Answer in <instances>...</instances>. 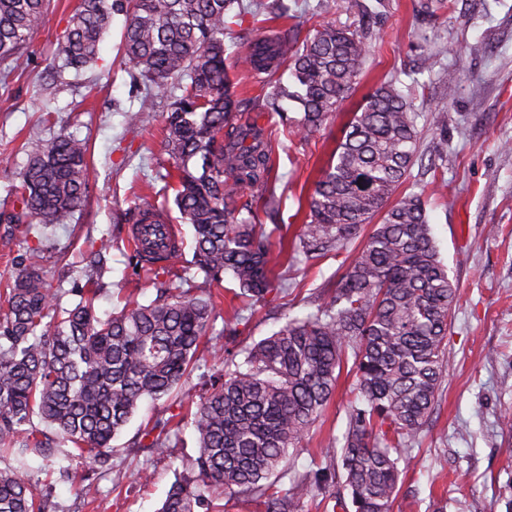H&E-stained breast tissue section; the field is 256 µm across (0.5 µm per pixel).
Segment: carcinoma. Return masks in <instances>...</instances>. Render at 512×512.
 Here are the masks:
<instances>
[{"mask_svg": "<svg viewBox=\"0 0 512 512\" xmlns=\"http://www.w3.org/2000/svg\"><path fill=\"white\" fill-rule=\"evenodd\" d=\"M48 5L0 0V85L33 54L30 38ZM115 13L125 15L127 61L145 83L169 93L164 144L176 174L166 176L177 179L175 204L192 228V263L204 284L227 275L235 284L232 320L288 288V267L345 256L327 306L235 353L213 351L216 382L189 410L198 469L229 495L264 488L266 512H293L306 498L332 499L340 512H391L400 464L419 443L448 372V319L460 299L421 195L396 197L422 161L419 113L397 79L376 86L313 181L305 224L291 235L284 225L268 230L256 223L258 210L275 208L273 147L259 123L262 112L278 115L303 140L319 131L357 83L369 54L366 35L327 27L300 42L288 0H81L54 52L61 61L54 75L97 61ZM260 14L287 25L274 38L252 40L246 61L270 77L286 67L296 89L267 81L262 111L248 115L224 64V37L232 20ZM284 100L296 103L299 115H289ZM24 149L27 163L15 186L21 214L45 225L68 223L87 198V142L60 132ZM375 219L361 246L344 255ZM131 252L135 275L156 280L171 272L178 249ZM40 261L37 247L20 258L0 301V457L11 459L0 468V512H45L28 460L53 464L59 448L32 426L33 417L72 444L68 457L108 466L112 441L143 400L169 397L189 377L215 310L209 290L136 303L106 319L96 315L92 295L62 308ZM349 354L354 382L346 394L342 475L320 468L291 493L278 490L270 478L321 419ZM170 423L144 427L153 451L168 448ZM338 478L346 497L330 492ZM204 502L177 480L158 512H197Z\"/></svg>", "mask_w": 512, "mask_h": 512, "instance_id": "obj_1", "label": "carcinoma"}]
</instances>
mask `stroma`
<instances>
[{
    "mask_svg": "<svg viewBox=\"0 0 512 512\" xmlns=\"http://www.w3.org/2000/svg\"><path fill=\"white\" fill-rule=\"evenodd\" d=\"M426 0H294L308 35L322 25L361 29L371 44L355 92L325 130L302 142L287 134L274 115L262 123L275 145V175L282 198L260 213V223L300 226L306 197L356 105L388 75L420 113L419 151L435 159L436 172L412 170L414 192L426 204L433 237L448 276L461 298L448 322L451 366L426 430L412 450L398 483L392 512H512V0H444L424 11ZM79 0H50L44 25L32 36L34 55L14 80L0 87V283L13 269V258L40 247L46 279L62 307L77 301L74 288L92 283L99 317L127 303L147 304L159 295L157 284L135 279L128 265L129 226L124 214L135 205L174 206L175 184L158 177L165 159L163 127L168 99L156 98L146 122H131L143 84L122 61L125 17L113 15L98 61L52 79L50 54L61 41ZM272 22L245 19L225 44L230 78L244 105L257 109L265 92L263 76L243 61L255 35H270ZM455 49L442 56L440 44ZM444 113L448 134L432 127ZM67 131L87 141L93 179L86 203L63 225L12 221L17 212L12 190L27 162L24 144L51 140ZM445 183L434 193L432 179ZM112 248L103 268L87 256L100 240ZM343 269L336 259L290 269V289L268 298L241 329L227 336L229 299L217 305L214 330L197 353V367L176 397L144 400L127 427L113 440L112 468L68 461L72 478L48 472L41 459L29 462V476L45 500L47 512H158L176 478L201 484L199 455L191 429L172 436L166 453L149 449L139 433L142 423L167 419L181 404L198 402L209 388L211 351L252 344L281 328L288 319L316 312L329 300ZM353 383L342 373L336 394L304 448L294 451L277 475L287 491L312 471L340 468L336 440L346 427L345 393ZM152 474L142 483L141 468ZM91 484L95 501L77 505L79 483Z\"/></svg>",
    "mask_w": 512,
    "mask_h": 512,
    "instance_id": "stroma-1",
    "label": "stroma"
}]
</instances>
